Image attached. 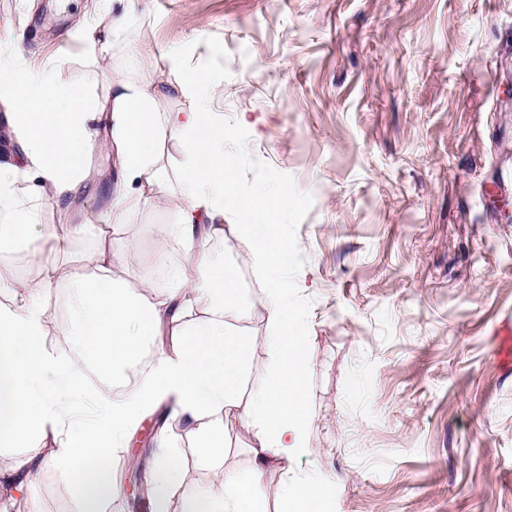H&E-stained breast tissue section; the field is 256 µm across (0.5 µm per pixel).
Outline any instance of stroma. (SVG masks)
Returning <instances> with one entry per match:
<instances>
[{
	"instance_id": "obj_1",
	"label": "stroma",
	"mask_w": 512,
	"mask_h": 512,
	"mask_svg": "<svg viewBox=\"0 0 512 512\" xmlns=\"http://www.w3.org/2000/svg\"><path fill=\"white\" fill-rule=\"evenodd\" d=\"M126 6L0 0V59L22 50L101 98L112 72L142 54L155 82L205 74L206 105L230 133L233 186L216 245L225 260L246 251L233 230L239 199L272 187L294 198L282 274L313 347L309 450L267 469L271 512L285 477L313 472L335 485L330 512H512V362L502 357L512 326V0H139L110 58L96 60L80 21ZM185 159L165 142L164 188L116 211L115 156L94 150L95 192L68 211L36 204L39 223L63 229L80 213L92 223L59 262L92 267L106 225L112 246L138 244L115 276L135 292L167 287L165 268L184 248L159 235L181 219L174 174ZM36 247L0 253V304L16 302L15 282L38 277ZM241 264L252 386L269 362L267 275ZM55 295L41 300L44 345L71 359L79 344ZM226 428L222 468L247 475L246 420ZM161 435L182 478L160 504L135 498L127 476H150ZM194 442L187 423L146 415L106 459L120 486L112 512H182L187 492L216 476ZM53 450L31 443L36 491L0 487V512H75L76 474L49 464Z\"/></svg>"
}]
</instances>
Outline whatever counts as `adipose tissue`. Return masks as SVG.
<instances>
[{"instance_id":"ef3b65f1","label":"adipose tissue","mask_w":512,"mask_h":512,"mask_svg":"<svg viewBox=\"0 0 512 512\" xmlns=\"http://www.w3.org/2000/svg\"><path fill=\"white\" fill-rule=\"evenodd\" d=\"M136 11L128 5L120 16L90 24L83 35L86 50L107 56L110 37ZM112 92L95 99L76 84L61 81L53 64L29 65L23 55L0 62V102L8 109L7 125L22 145L24 165L0 157V250L37 236L51 246L38 254L43 277L24 286L20 304L0 308V443L14 453L8 466L18 492L35 487L30 460L24 454L33 440L59 441L51 463L78 470L77 512H111L119 494L115 473L90 467L86 461L107 455L162 402L194 425L195 446L202 458H224V421L246 409L255 463L246 478L220 473L208 489L191 493L186 512H267L263 493L269 462L289 460L308 451L310 418L307 396L311 346L300 320L288 307L287 278L278 274L288 259L289 244L279 219L292 200L286 190L259 191L237 205L238 227L248 243L247 259L273 271L267 283V331L263 341L271 354L267 380L244 389L253 337L239 325L250 316L241 299L238 268L214 257L211 241L224 237L214 218L224 211V192L233 172L224 158V128L203 103L210 92L206 80L188 76L176 84L187 98L182 112L160 113L156 101L164 91L141 74L116 72ZM112 119V144L119 161L113 191L116 208L147 199L162 184L166 171L160 150L169 139L181 142L186 161L177 174L184 203L180 223L169 236L187 252L182 264L170 267V287L145 286L130 291L113 273L123 251L135 250L126 241L123 251L101 247L93 272L66 267L56 260L86 227L66 231L36 221L39 199L62 202L90 177L88 151L96 140L95 124L103 115ZM67 282L75 306V334L82 355L112 377H123L143 358L151 365L139 383L114 401H101L90 423L62 432L67 410L56 397L68 391L83 398L86 389L75 362L48 352L41 298L54 283ZM203 319L188 322L192 310ZM183 329L169 343H160L168 326ZM331 487L320 476L306 475L286 483L279 512H327Z\"/></svg>"}]
</instances>
